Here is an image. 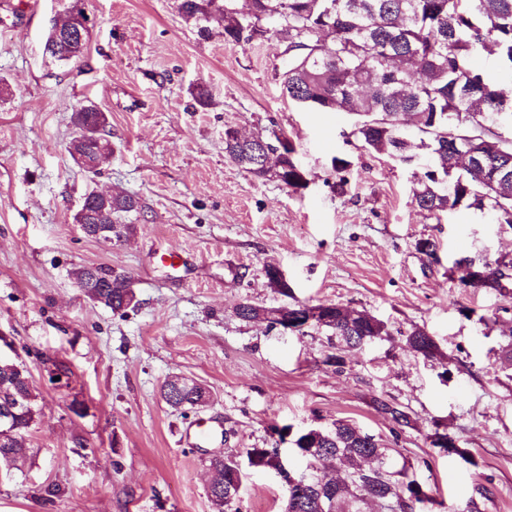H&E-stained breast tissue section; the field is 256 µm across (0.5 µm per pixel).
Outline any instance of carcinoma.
<instances>
[{
  "label": "carcinoma",
  "instance_id": "obj_1",
  "mask_svg": "<svg viewBox=\"0 0 512 512\" xmlns=\"http://www.w3.org/2000/svg\"><path fill=\"white\" fill-rule=\"evenodd\" d=\"M177 9L202 32L211 22L221 25L229 44L274 37L292 47L280 77L283 95L314 112L355 116L353 135L367 151L406 165L426 155L428 162L413 181L419 209L438 218L463 207L512 227V0H246L243 7L238 0H178ZM87 34L76 20L58 37H47L45 52L58 61L76 59ZM482 50L496 56L498 75L472 64ZM72 123L99 130L72 143L78 162H95L111 152L106 118L97 107L75 109ZM224 152L257 179L294 191L306 187L296 148L285 137L272 142L257 133L247 144L229 127ZM331 165L342 190L352 162L335 156ZM139 210V198L115 191L105 201L92 199L85 221L112 225V237L119 240L133 234L135 225L115 220ZM475 270L484 274V290L512 295V259L485 261ZM72 277L79 287L92 285L96 293L89 300L114 313L136 306L133 281L125 274L113 276L105 288L90 283L86 266L75 268ZM305 308L317 312L310 324L349 348L390 336L387 325L365 310L352 312L331 302ZM279 313L278 307L249 301L236 307L240 319L271 328L279 323ZM402 343L426 360L441 356L423 328L407 331ZM171 380L167 377L160 386L165 404L182 413L194 409L196 393H174ZM15 395L25 397V407L12 415V424L0 427V471L8 473L26 467L38 395L25 363L0 359V415ZM375 405L398 425L411 426L409 414L397 404L378 399ZM301 441L297 452L310 472L304 487H285V512H362L368 502L390 512H427L433 504L407 468L392 472L375 437L352 424L305 429ZM279 451L248 448L245 455L249 467L267 471L278 467ZM208 469L209 487L224 490L223 497L213 500L219 512H241V493L229 489L238 464L211 460Z\"/></svg>",
  "mask_w": 512,
  "mask_h": 512
}]
</instances>
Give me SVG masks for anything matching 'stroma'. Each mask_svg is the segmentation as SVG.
<instances>
[{
    "label": "stroma",
    "instance_id": "35a3bbf8",
    "mask_svg": "<svg viewBox=\"0 0 512 512\" xmlns=\"http://www.w3.org/2000/svg\"><path fill=\"white\" fill-rule=\"evenodd\" d=\"M0 0V357L23 361L38 392L24 472L0 476V512H215L213 453L269 448L271 425L342 420L375 436L395 463L410 461L435 502L430 512H512V298L460 287L456 263L512 257V228L464 208L442 218L415 205L410 166L361 148L354 118L313 112L283 96L282 45H230L224 31L186 22L176 0H85L88 38L78 59L44 53L63 0H38L34 21ZM212 94L200 108L189 89ZM107 118L112 157L98 173L70 153L73 111ZM291 139L308 186L259 180L224 154V130ZM352 163L336 189L333 156ZM142 202L136 230L104 245L74 216L89 191ZM429 239L438 260L416 247ZM178 252L161 260L158 250ZM278 266L281 295L265 275ZM109 266L131 276L126 316L91 302L72 271ZM332 302L385 322L390 339L325 364L327 331L299 334L235 315ZM424 328L442 360L402 347ZM69 370L62 382L54 366ZM186 375L211 403L182 414L161 383ZM400 405L396 430L375 399ZM80 403L81 414L70 411ZM206 421L214 435L194 444ZM452 436L459 454L432 447ZM242 512H283L276 473L248 470Z\"/></svg>",
    "mask_w": 512,
    "mask_h": 512
}]
</instances>
